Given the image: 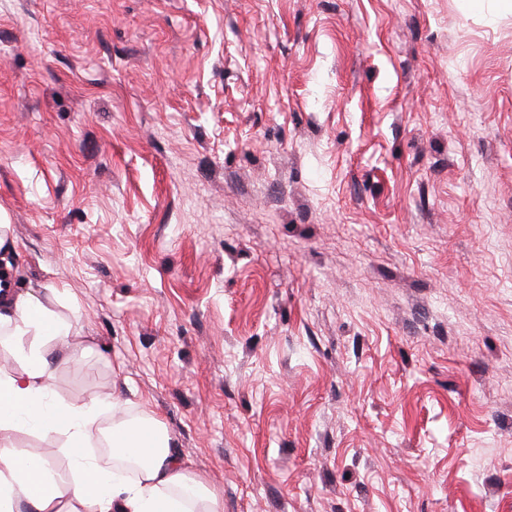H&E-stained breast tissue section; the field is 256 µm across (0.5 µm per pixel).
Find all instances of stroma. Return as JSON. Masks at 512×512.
I'll use <instances>...</instances> for the list:
<instances>
[{"label": "stroma", "instance_id": "obj_1", "mask_svg": "<svg viewBox=\"0 0 512 512\" xmlns=\"http://www.w3.org/2000/svg\"><path fill=\"white\" fill-rule=\"evenodd\" d=\"M0 214L223 512H512V0H0Z\"/></svg>", "mask_w": 512, "mask_h": 512}]
</instances>
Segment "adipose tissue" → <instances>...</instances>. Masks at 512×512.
I'll list each match as a JSON object with an SVG mask.
<instances>
[{
  "label": "adipose tissue",
  "instance_id": "1",
  "mask_svg": "<svg viewBox=\"0 0 512 512\" xmlns=\"http://www.w3.org/2000/svg\"><path fill=\"white\" fill-rule=\"evenodd\" d=\"M0 334L14 344L20 371L0 369V432L23 427L60 438L70 462L59 478L47 457L0 451V512H223L222 500L192 478L159 422H132L119 400L108 408L112 466L87 447L97 439V410L54 401L51 380L70 357L71 327L34 293L0 295ZM55 341L49 350L47 341Z\"/></svg>",
  "mask_w": 512,
  "mask_h": 512
}]
</instances>
